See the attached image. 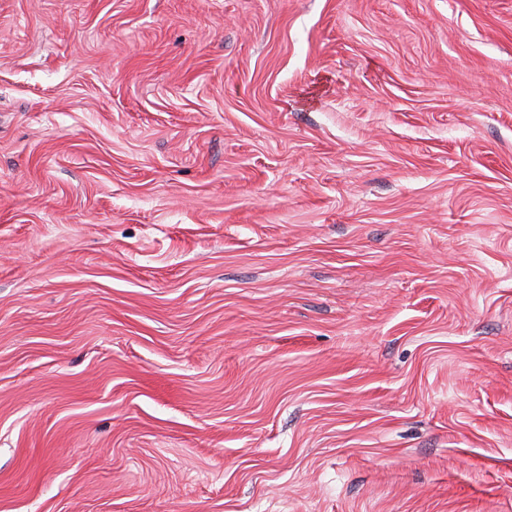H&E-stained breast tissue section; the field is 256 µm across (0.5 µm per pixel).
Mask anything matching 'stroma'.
Returning a JSON list of instances; mask_svg holds the SVG:
<instances>
[{"label": "stroma", "instance_id": "1", "mask_svg": "<svg viewBox=\"0 0 512 512\" xmlns=\"http://www.w3.org/2000/svg\"><path fill=\"white\" fill-rule=\"evenodd\" d=\"M0 512H512V0H0Z\"/></svg>", "mask_w": 512, "mask_h": 512}]
</instances>
